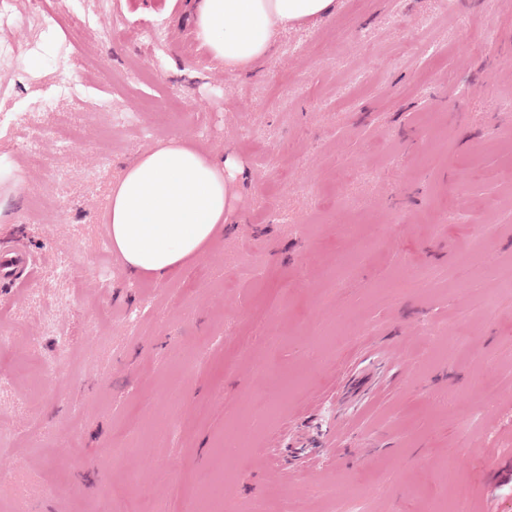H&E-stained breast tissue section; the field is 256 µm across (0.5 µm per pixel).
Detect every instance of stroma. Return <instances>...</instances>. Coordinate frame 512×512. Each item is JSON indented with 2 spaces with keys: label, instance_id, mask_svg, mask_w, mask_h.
I'll return each instance as SVG.
<instances>
[{
  "label": "stroma",
  "instance_id": "1",
  "mask_svg": "<svg viewBox=\"0 0 512 512\" xmlns=\"http://www.w3.org/2000/svg\"><path fill=\"white\" fill-rule=\"evenodd\" d=\"M14 2L0 245L35 269L0 284V473L29 512H101L116 488L112 512H449L461 491L512 512V0H337L249 74L200 48L193 0ZM179 135L239 156L234 222L173 279L134 278L108 198ZM362 338L390 359L352 379ZM48 357L44 385L20 369ZM332 428L329 464L289 445Z\"/></svg>",
  "mask_w": 512,
  "mask_h": 512
}]
</instances>
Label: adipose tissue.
Returning <instances> with one entry per match:
<instances>
[{"label":"adipose tissue","mask_w":512,"mask_h":512,"mask_svg":"<svg viewBox=\"0 0 512 512\" xmlns=\"http://www.w3.org/2000/svg\"><path fill=\"white\" fill-rule=\"evenodd\" d=\"M335 0H198L201 48L229 73L269 58L279 33L333 14ZM240 164L174 136L129 162L112 189L105 222L128 275L166 280L197 258L233 215L230 183Z\"/></svg>","instance_id":"adipose-tissue-1"}]
</instances>
